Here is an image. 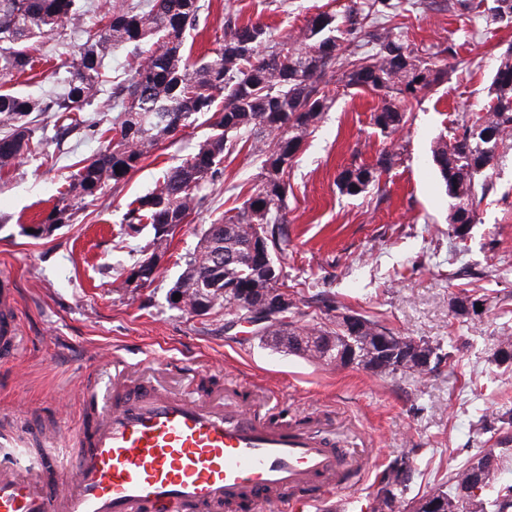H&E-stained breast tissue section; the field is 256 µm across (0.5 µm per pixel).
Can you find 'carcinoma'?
<instances>
[{
	"mask_svg": "<svg viewBox=\"0 0 512 512\" xmlns=\"http://www.w3.org/2000/svg\"><path fill=\"white\" fill-rule=\"evenodd\" d=\"M494 22L512 21V0H494ZM200 0H121L97 24L85 26L86 0H0V77L32 69L28 52L38 39H63L69 28L86 34L78 56L67 65L65 91L44 103L13 90H0V169L17 159L48 153V142L35 136L31 115L52 112L68 129L71 113L81 112L100 92L108 70V51L118 45L151 44L154 50L118 81L112 96L121 112L106 129V144L83 161L72 193L60 194L44 218L45 224H67L73 217L72 195L95 199L108 186L123 181L149 156L159 142L173 139L199 117L211 115L212 134L205 144L172 168L154 190L138 197L127 212V223L150 230L142 252L168 249L173 235L165 224H185L203 204L204 187L222 175L224 157L246 147L261 156L262 183L252 189L235 214L207 225L196 249L185 260L171 291L193 289L202 282L212 287L214 307L230 320L246 311L225 304L224 289L242 288L253 299L264 288H284L273 254L288 248L285 209L288 167L324 112L333 102V84L382 91L399 99L373 115L381 132L392 134L409 121L407 108L448 82V52L440 48L419 53L405 40L395 0H363L342 16L322 12L302 30L297 47L282 43L268 49L270 33L260 23L224 25L215 56L196 66L185 44L196 27ZM336 73V81L327 79ZM224 107L216 109L217 94ZM512 135V46L500 55L484 108L463 120L460 131L436 138L431 161L445 194L459 205L457 223L449 225L463 240L464 224L476 221L477 209L490 190V154ZM397 154L381 153L377 164L351 165L338 176L340 192L358 196L380 181ZM308 331L347 351L346 332L330 319L299 324L288 322V335ZM486 448L448 477V489L431 497L441 500L434 512H512V484L503 481V464L512 450L499 448L489 461ZM410 467L396 471L388 465L375 498V512H395L404 503ZM497 486L488 500L469 492L470 486Z\"/></svg>",
	"mask_w": 512,
	"mask_h": 512,
	"instance_id": "1",
	"label": "carcinoma"
}]
</instances>
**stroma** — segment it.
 <instances>
[{"label": "stroma", "instance_id": "obj_1", "mask_svg": "<svg viewBox=\"0 0 512 512\" xmlns=\"http://www.w3.org/2000/svg\"><path fill=\"white\" fill-rule=\"evenodd\" d=\"M201 2L191 34L194 60L213 57L225 23H261L277 43L299 35L319 13L342 14L352 0ZM399 3L412 48L452 47L448 81L413 105L408 123L389 136L372 121L388 96L338 92L291 165L289 244L279 262L299 312H315L329 295L340 310L375 316L395 335L452 351L454 363L428 375L336 367L260 341L248 328H225L223 315L194 317L171 306L168 290L202 229L236 206L238 187L261 180L258 160L245 150L225 158L223 177L174 236L155 281L144 288L128 283L132 258L147 242L143 235L118 240L128 204L198 151L210 133L202 121L161 142L95 202H78L73 223L47 239L27 237L23 226L47 215L73 183L78 161L101 146L82 129L61 133L47 113L39 134L50 142L51 158L28 157L0 170V274L18 290L22 334L17 357L0 362V448L23 459L39 442L57 452L67 448L84 418L79 388L100 379L108 355L127 364L130 389L151 377L203 401L230 386L242 394L264 388L289 416L352 426L373 453L372 470L337 494L329 512L372 504L395 457L409 460L405 498L412 502L447 488L458 466L494 447L495 432H476L474 423L512 414V366L493 359L497 339L512 338V139L498 151L493 187L463 240L448 228L450 200L429 150L439 133L486 105L489 79L512 44V23H486L493 0L463 16L430 0ZM84 41L77 29L63 39L42 38L32 71L6 79L5 88L49 97L64 75L61 61ZM386 150L399 158L379 186L357 197L339 191L344 168L375 164ZM468 289L485 301L481 316L453 309Z\"/></svg>", "mask_w": 512, "mask_h": 512}]
</instances>
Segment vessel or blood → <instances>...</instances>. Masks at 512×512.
<instances>
[{"label": "vessel or blood", "mask_w": 512, "mask_h": 512, "mask_svg": "<svg viewBox=\"0 0 512 512\" xmlns=\"http://www.w3.org/2000/svg\"><path fill=\"white\" fill-rule=\"evenodd\" d=\"M18 301L0 280V360L21 346ZM91 418L68 464L0 456V512H307L370 473V449L328 425L291 426L236 401L86 383Z\"/></svg>", "instance_id": "b4317fda"}]
</instances>
